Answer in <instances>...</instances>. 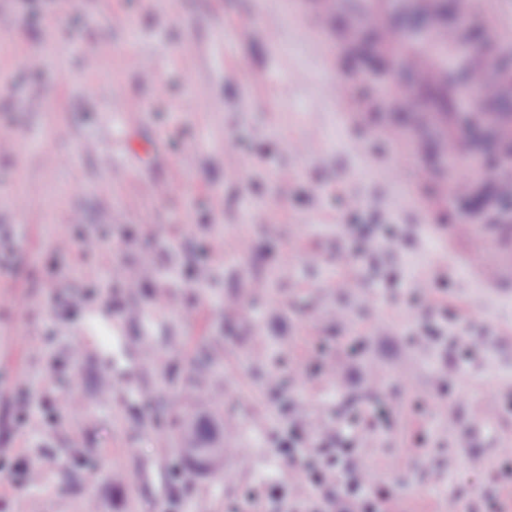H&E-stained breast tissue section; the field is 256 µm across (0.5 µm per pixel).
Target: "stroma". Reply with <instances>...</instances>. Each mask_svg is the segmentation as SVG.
Here are the masks:
<instances>
[{
    "mask_svg": "<svg viewBox=\"0 0 512 512\" xmlns=\"http://www.w3.org/2000/svg\"><path fill=\"white\" fill-rule=\"evenodd\" d=\"M1 15L13 29L0 35V134L14 143L0 147V512H317L314 492H247L287 471L272 438L294 410L328 424L355 403L391 406L359 449L384 512H486L492 498L512 512L499 457L512 446V293L444 257L464 248L449 225H512V209L477 151L471 192L451 194L439 125L390 110L388 65L330 40L342 14L314 23L296 0H0ZM127 53L154 81L123 67ZM340 78L368 126L333 105ZM308 137L311 152L289 154ZM228 138L242 145L233 177ZM345 198L392 222L373 227L370 254L348 252ZM422 286L435 317L471 308L470 361L446 337L410 345ZM208 336L224 373L202 391L185 359ZM202 397L229 453L188 492L171 440ZM23 458L45 466L41 485L21 481Z\"/></svg>",
    "mask_w": 512,
    "mask_h": 512,
    "instance_id": "1",
    "label": "stroma"
}]
</instances>
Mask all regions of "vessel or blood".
<instances>
[{
	"mask_svg": "<svg viewBox=\"0 0 512 512\" xmlns=\"http://www.w3.org/2000/svg\"><path fill=\"white\" fill-rule=\"evenodd\" d=\"M384 0H301L304 11L322 18L334 11L342 12L347 20V29L337 34L336 43L348 46L356 30H375L382 47L395 53L393 75L398 84L390 99L392 109L400 112L414 111L416 106L415 86H443L448 81V63L457 61L464 68L466 78L459 89L464 94H477L479 104L493 107L504 95L496 71L498 58V22H490L484 43L472 44L469 30L459 22L460 17L471 15L473 0H455V21H443L438 14L439 0H397L402 24L388 20L382 4ZM445 154L453 156L457 165L449 183L456 196H466L470 180L464 162L469 147L464 138L452 136L441 141ZM454 238L469 245V254L476 260L475 271L491 288L512 286V268L505 270L483 258L484 234L476 232L474 226L458 224L452 227Z\"/></svg>",
	"mask_w": 512,
	"mask_h": 512,
	"instance_id": "b4317fda",
	"label": "vessel or blood"
}]
</instances>
